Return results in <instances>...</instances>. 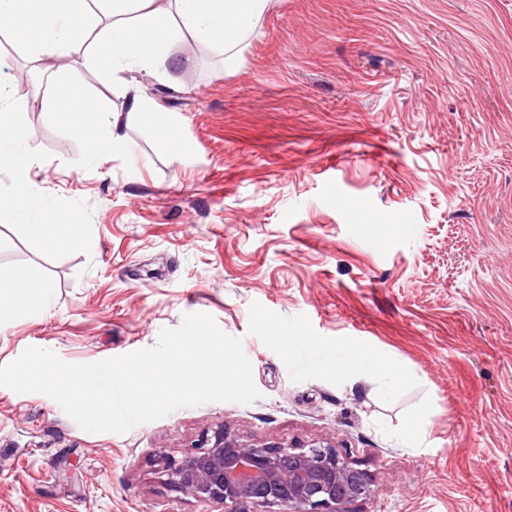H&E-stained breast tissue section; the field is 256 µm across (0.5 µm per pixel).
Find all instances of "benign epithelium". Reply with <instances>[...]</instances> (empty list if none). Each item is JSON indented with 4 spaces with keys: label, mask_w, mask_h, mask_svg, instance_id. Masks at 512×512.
Masks as SVG:
<instances>
[{
    "label": "benign epithelium",
    "mask_w": 512,
    "mask_h": 512,
    "mask_svg": "<svg viewBox=\"0 0 512 512\" xmlns=\"http://www.w3.org/2000/svg\"><path fill=\"white\" fill-rule=\"evenodd\" d=\"M167 483L224 512H339L342 503L373 494L368 475L327 441L248 444L220 425L204 432L178 460L164 463Z\"/></svg>",
    "instance_id": "benign-epithelium-1"
}]
</instances>
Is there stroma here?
Instances as JSON below:
<instances>
[{
	"instance_id": "stroma-1",
	"label": "stroma",
	"mask_w": 512,
	"mask_h": 512,
	"mask_svg": "<svg viewBox=\"0 0 512 512\" xmlns=\"http://www.w3.org/2000/svg\"><path fill=\"white\" fill-rule=\"evenodd\" d=\"M169 50L165 80L129 88L156 110L123 115L130 149L101 161L49 103L65 76L111 110L100 44L38 60L0 35L15 150L39 161L29 198L0 167V205L24 209L0 271L50 285L0 323V366L126 354L203 312L262 397L89 433L0 386V512H219L161 474L219 425L332 442L374 489L341 512H512V0H280L234 70ZM170 117L190 154L160 147ZM72 215L85 247L46 248Z\"/></svg>"
}]
</instances>
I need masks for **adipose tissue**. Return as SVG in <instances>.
I'll return each instance as SVG.
<instances>
[{"label": "adipose tissue", "mask_w": 512, "mask_h": 512, "mask_svg": "<svg viewBox=\"0 0 512 512\" xmlns=\"http://www.w3.org/2000/svg\"><path fill=\"white\" fill-rule=\"evenodd\" d=\"M277 0H0V29L9 32L19 53L51 57L84 50L91 36L105 49L113 80L142 72L160 80L167 76V44L186 35L209 46L234 68L247 49L260 20ZM174 25H167V18ZM64 119L66 133L87 140L94 156L126 148L119 129L99 132L102 108L91 98L69 91L52 101ZM16 107L0 104V163L13 175L20 195L32 192V158L17 154L14 142L23 131ZM48 286L37 267L18 276L0 277V322L10 321L18 309L42 310Z\"/></svg>", "instance_id": "ef3b65f1"}]
</instances>
